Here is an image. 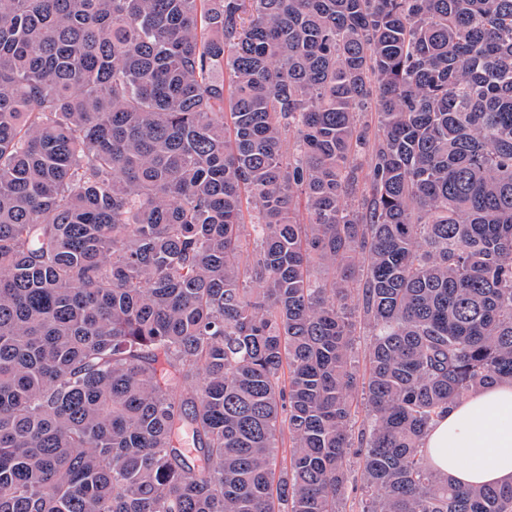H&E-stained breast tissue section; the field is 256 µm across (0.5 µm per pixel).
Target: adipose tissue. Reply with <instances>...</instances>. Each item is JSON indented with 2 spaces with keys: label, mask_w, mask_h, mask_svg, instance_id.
<instances>
[{
  "label": "adipose tissue",
  "mask_w": 512,
  "mask_h": 512,
  "mask_svg": "<svg viewBox=\"0 0 512 512\" xmlns=\"http://www.w3.org/2000/svg\"><path fill=\"white\" fill-rule=\"evenodd\" d=\"M430 464L463 486L512 481V383L481 389L435 418Z\"/></svg>",
  "instance_id": "1"
}]
</instances>
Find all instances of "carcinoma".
Listing matches in <instances>:
<instances>
[{"label": "carcinoma", "instance_id": "1", "mask_svg": "<svg viewBox=\"0 0 512 512\" xmlns=\"http://www.w3.org/2000/svg\"><path fill=\"white\" fill-rule=\"evenodd\" d=\"M497 382L512 0H0V512H512ZM430 464L462 486L512 481V383L481 389L435 418Z\"/></svg>", "mask_w": 512, "mask_h": 512}]
</instances>
